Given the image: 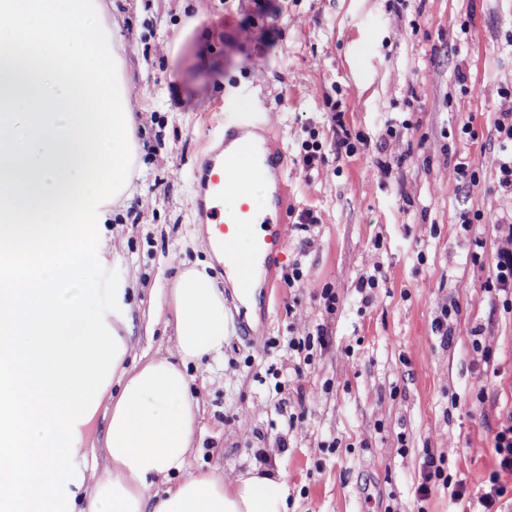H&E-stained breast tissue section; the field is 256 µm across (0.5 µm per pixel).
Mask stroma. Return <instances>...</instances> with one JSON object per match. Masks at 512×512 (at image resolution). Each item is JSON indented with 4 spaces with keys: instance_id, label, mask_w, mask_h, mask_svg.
Wrapping results in <instances>:
<instances>
[{
    "instance_id": "obj_1",
    "label": "stroma",
    "mask_w": 512,
    "mask_h": 512,
    "mask_svg": "<svg viewBox=\"0 0 512 512\" xmlns=\"http://www.w3.org/2000/svg\"><path fill=\"white\" fill-rule=\"evenodd\" d=\"M112 16L144 73L135 192L106 224L114 272L136 288V354L173 349L154 303L182 262L214 259L189 206L205 140L269 112L286 156L278 274L303 277L274 291L261 343L232 328L223 356L192 370L193 465L279 469L289 512H476L512 409V310L485 287L512 248L497 227L512 216L498 184L512 148L495 126L512 113V0H112ZM312 139L322 158L307 170ZM467 159L473 183L457 171ZM369 276L376 287L359 290ZM306 336L310 348L288 349ZM290 412L303 420L288 425ZM429 452L464 501L419 497Z\"/></svg>"
}]
</instances>
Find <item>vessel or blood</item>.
I'll list each match as a JSON object with an SVG mask.
<instances>
[{"label":"vessel or blood","mask_w":512,"mask_h":512,"mask_svg":"<svg viewBox=\"0 0 512 512\" xmlns=\"http://www.w3.org/2000/svg\"><path fill=\"white\" fill-rule=\"evenodd\" d=\"M270 131L257 117L227 124L220 141H207L194 167L197 193L190 206L204 226L201 243L223 256L224 285L243 300L256 288H277V261L287 242L288 180ZM250 176L270 187L264 212L251 206Z\"/></svg>","instance_id":"obj_1"}]
</instances>
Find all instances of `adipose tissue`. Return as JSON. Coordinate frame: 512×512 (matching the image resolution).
Returning <instances> with one entry per match:
<instances>
[{"label": "adipose tissue", "instance_id": "obj_1", "mask_svg": "<svg viewBox=\"0 0 512 512\" xmlns=\"http://www.w3.org/2000/svg\"><path fill=\"white\" fill-rule=\"evenodd\" d=\"M131 82L106 0H0V512H288L280 472L190 460L187 370L228 336L214 277L179 269L154 306L175 346L136 356L134 287L103 275L109 209L132 194Z\"/></svg>", "mask_w": 512, "mask_h": 512}]
</instances>
